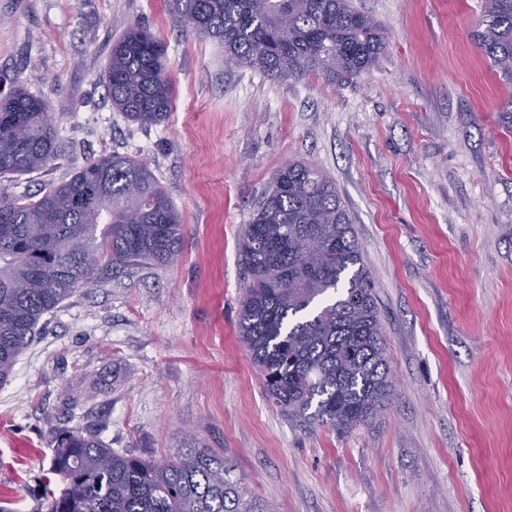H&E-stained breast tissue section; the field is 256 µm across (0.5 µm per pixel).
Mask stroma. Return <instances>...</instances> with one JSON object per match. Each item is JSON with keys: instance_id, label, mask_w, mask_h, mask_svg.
I'll use <instances>...</instances> for the list:
<instances>
[{"instance_id": "35a3bbf8", "label": "stroma", "mask_w": 512, "mask_h": 512, "mask_svg": "<svg viewBox=\"0 0 512 512\" xmlns=\"http://www.w3.org/2000/svg\"><path fill=\"white\" fill-rule=\"evenodd\" d=\"M382 28L343 85L273 80L182 35L165 0H0V87L44 97L59 151L12 193L105 152L182 218L178 258L77 289L0 384V502L48 512L55 432L163 459L197 439L274 512H512V88L471 33L485 0H352ZM162 41L173 109H113L109 47ZM331 178L371 274L393 396L350 430L294 421L238 337L239 239L278 170Z\"/></svg>"}]
</instances>
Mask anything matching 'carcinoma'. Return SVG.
Wrapping results in <instances>:
<instances>
[{
    "label": "carcinoma",
    "instance_id": "1",
    "mask_svg": "<svg viewBox=\"0 0 512 512\" xmlns=\"http://www.w3.org/2000/svg\"><path fill=\"white\" fill-rule=\"evenodd\" d=\"M184 31L224 47L225 59L278 79L340 85L384 50L379 24L351 0H168ZM288 16V27L281 25ZM473 41L512 87V0H491ZM107 90L141 126L163 123L174 88L164 48L130 26L112 43ZM58 152L44 99L16 87L0 98V175L32 173ZM182 222L142 161L103 154L57 185L15 195L0 183V385L42 317L105 275L174 262ZM249 282L238 333L267 395L289 417L351 429L390 395L379 308L336 184L290 162L240 239ZM50 512H273L224 459L191 441L174 458L118 453L92 433L55 435ZM64 481L60 493L51 476Z\"/></svg>",
    "mask_w": 512,
    "mask_h": 512
}]
</instances>
